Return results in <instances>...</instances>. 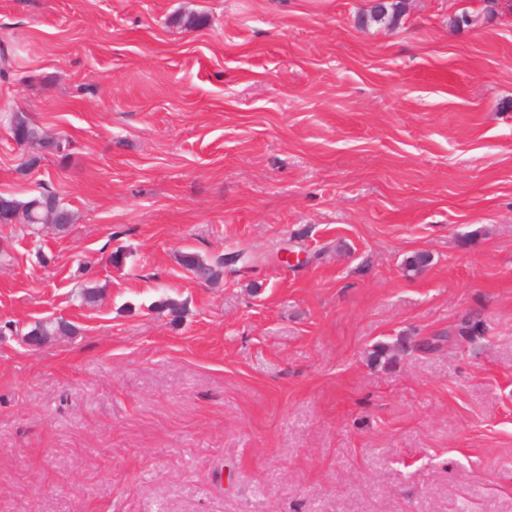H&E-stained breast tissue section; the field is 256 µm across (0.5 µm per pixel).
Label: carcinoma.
Wrapping results in <instances>:
<instances>
[{"label":"carcinoma","instance_id":"1","mask_svg":"<svg viewBox=\"0 0 512 512\" xmlns=\"http://www.w3.org/2000/svg\"><path fill=\"white\" fill-rule=\"evenodd\" d=\"M401 6L400 0H378L369 12L359 16L358 25L366 28L377 23L393 27L398 24L401 17ZM3 119L11 134L15 136L17 146L28 149L25 167L36 166L42 160V155L46 153L56 155L63 160L68 158L69 142L37 126L26 113L9 112L3 115ZM47 221L51 222L57 231L63 233L68 230L73 221L72 214L61 204L54 191L45 189L25 201L0 195V224H23L34 228ZM181 264L185 269L197 275H203L206 282L216 281L224 274L222 258L209 263L195 252H185L181 256ZM69 330L68 322L62 319L49 320L38 323L27 333V336L40 344L50 336L65 334ZM403 349L405 345L401 342L394 345L378 344L373 348L370 359L374 362L388 361L396 352Z\"/></svg>","mask_w":512,"mask_h":512}]
</instances>
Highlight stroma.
I'll return each instance as SVG.
<instances>
[{
  "label": "stroma",
  "instance_id": "obj_1",
  "mask_svg": "<svg viewBox=\"0 0 512 512\" xmlns=\"http://www.w3.org/2000/svg\"><path fill=\"white\" fill-rule=\"evenodd\" d=\"M403 2L0 0V512H512V0ZM402 1H377L369 10L358 18V25L367 28L371 23L384 24L393 27L398 24L401 17ZM2 119L5 120L11 134L15 136L17 146L28 149L27 159L24 162L26 168L36 166L42 160L44 153L56 155L61 160L68 158L69 142L37 126L26 113L20 111L4 113L1 121ZM50 221L57 231L66 232L73 216L52 190L43 189L26 201L0 195V224H23L35 229ZM181 264L185 269L194 272L197 276L202 274L204 277L203 281L205 282L217 281L224 274V257L209 263L195 252H185L181 256ZM70 330V325L63 319L57 321H46L39 322L36 327L31 329L25 336L34 338L35 342L39 345L44 342L48 336H54L56 334H65Z\"/></svg>",
  "mask_w": 512,
  "mask_h": 512
}]
</instances>
